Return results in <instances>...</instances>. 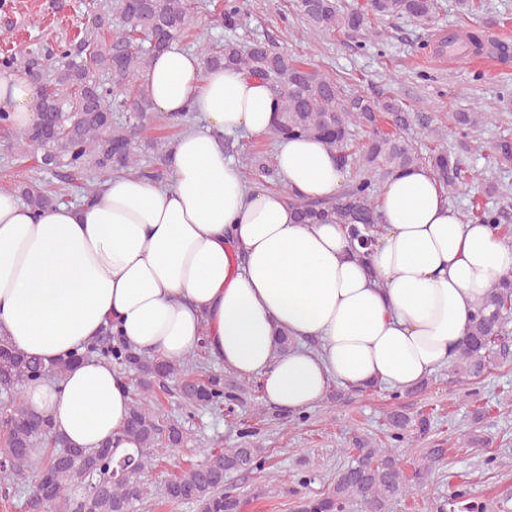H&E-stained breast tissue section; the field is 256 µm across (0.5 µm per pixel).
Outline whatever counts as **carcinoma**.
<instances>
[{
  "label": "carcinoma",
  "mask_w": 512,
  "mask_h": 512,
  "mask_svg": "<svg viewBox=\"0 0 512 512\" xmlns=\"http://www.w3.org/2000/svg\"><path fill=\"white\" fill-rule=\"evenodd\" d=\"M197 8L196 0L105 2L87 15L85 27L76 37H65L38 50L18 47L1 53L0 75L22 72L44 90L37 120L15 134L16 153L43 150V168L65 180L75 172L134 169L144 178L162 181L160 171L142 165L148 151L157 153L161 147L151 135L153 107L141 75L156 56L180 41ZM438 9V0H367L364 11L345 10L339 0H295L296 14L308 26V33L316 36L334 31L359 35L369 12L427 24ZM116 12L121 18L117 23ZM218 22L231 32L246 27L245 0H223ZM202 53L210 67L243 69L269 83L277 102L275 139H318L348 173L345 191L334 200H305L281 186L298 223L318 224L335 218L365 250L372 247L370 237L380 220L379 186L397 172L424 166L448 196L469 195L474 176L461 159L443 150L424 155L404 134L417 125L443 135V127L433 125L434 117L428 113L411 112L391 98L349 92L333 76L307 66L268 40L254 39L242 45L229 37L221 49L204 48ZM383 112L398 131L379 130ZM453 120L456 127L471 134L497 124L498 116L476 107L455 113ZM360 130L368 139L355 156L348 147ZM491 150L498 164H512V135H500ZM241 165L260 173L254 182L262 186L266 180L276 179L260 156L245 154ZM15 192L33 210L62 203L60 195L33 182L18 184ZM467 213L479 224L500 228L512 223V201L505 195L491 206L474 201ZM511 315L512 271L498 278L472 314L453 361L458 378L478 377L485 371L496 342L509 335ZM90 358L109 363L122 376L136 374L140 397L131 401L123 429L124 439L134 445L131 453L118 457L108 443L93 450L74 448L55 431L50 419L28 411L17 401L24 382H58L73 365ZM195 368V363L143 354L110 326L83 350L50 364L19 351L0 336V397L4 398L0 407V499L10 500L35 468L38 473L29 505L36 512H133L135 504L151 494L141 477L152 464L153 449L174 450L191 441L186 423L164 421L152 400L155 391L178 383L179 396L190 414L199 408L216 415L232 413L247 397L245 386L224 375L198 380L193 377ZM385 422L395 442L419 441L431 431L429 417L401 409L387 413ZM39 445L47 449L35 459L30 450ZM265 462L264 449L255 445L253 431L243 429L236 445L213 449L201 463L174 475L163 486L164 498L193 502L199 512H240L241 501L224 492V479L231 472H261ZM80 471L90 482L78 493ZM406 484L394 449L378 448L357 437L351 462L339 471L331 487L317 497L300 498L295 512H349L355 499L366 512H386Z\"/></svg>",
  "instance_id": "cac0c4a2"
}]
</instances>
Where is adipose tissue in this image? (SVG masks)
Segmentation results:
<instances>
[{"mask_svg":"<svg viewBox=\"0 0 512 512\" xmlns=\"http://www.w3.org/2000/svg\"><path fill=\"white\" fill-rule=\"evenodd\" d=\"M155 110L198 113L174 141L167 178L115 173L94 201L35 211L0 189V336L50 363L116 324L141 352L181 361L198 349L291 413L330 384L413 387L456 356L469 319L512 269V246L448 203L428 168L396 173L379 190L381 215L367 259L335 222L298 223L288 192L333 199L345 173L310 139L279 141L287 186L248 183L228 138L270 135L268 84L237 68H210L179 45L144 75ZM25 75L0 76V110L17 129L37 117ZM295 345L275 350L278 331ZM25 407L51 418L72 446L122 436L130 388L90 359L58 384L29 381Z\"/></svg>","mask_w":512,"mask_h":512,"instance_id":"adipose-tissue-1","label":"adipose tissue"}]
</instances>
